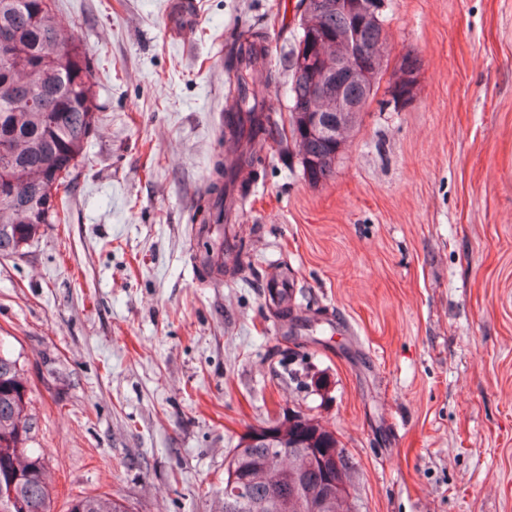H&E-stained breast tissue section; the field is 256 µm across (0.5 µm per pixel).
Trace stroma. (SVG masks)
<instances>
[{"label": "stroma", "mask_w": 512, "mask_h": 512, "mask_svg": "<svg viewBox=\"0 0 512 512\" xmlns=\"http://www.w3.org/2000/svg\"><path fill=\"white\" fill-rule=\"evenodd\" d=\"M180 2L55 0L104 121L64 221L0 256L53 512H218L239 437L295 411L352 457L358 512H512V0H386L411 100L379 88L329 179L272 143L229 194L230 47L264 28L286 111L298 0ZM220 200L241 269L217 280ZM401 66L417 69V59L406 56L401 61ZM394 68L388 85V93L391 99L399 104L411 99L416 87V71L401 67ZM69 512H126L125 507L105 495L77 496L69 504Z\"/></svg>", "instance_id": "35a3bbf8"}]
</instances>
